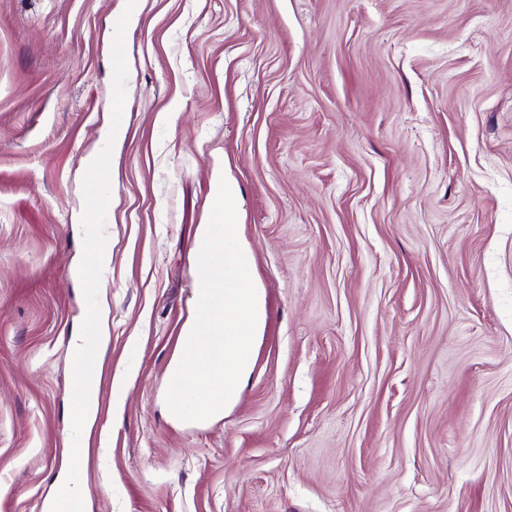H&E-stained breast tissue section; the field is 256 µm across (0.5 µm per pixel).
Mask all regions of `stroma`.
I'll use <instances>...</instances> for the list:
<instances>
[{
  "mask_svg": "<svg viewBox=\"0 0 512 512\" xmlns=\"http://www.w3.org/2000/svg\"><path fill=\"white\" fill-rule=\"evenodd\" d=\"M223 179L263 327L183 422ZM91 302L84 512H512V0H0V512L67 475ZM109 161L105 156L99 157L89 168L86 178L87 185L94 195L98 198L99 194L104 191L108 182ZM111 182L106 190L110 187ZM71 361L76 376V387L91 391L83 395L80 407L75 408L71 414L72 420L78 422L81 438L79 447H73L70 443V448H67L68 461L74 469L82 463L87 455L88 448L85 447V435L88 432L90 417L97 403V394L92 391H99L102 381L95 341L88 339L81 343L73 350Z\"/></svg>",
  "mask_w": 512,
  "mask_h": 512,
  "instance_id": "1",
  "label": "stroma"
}]
</instances>
